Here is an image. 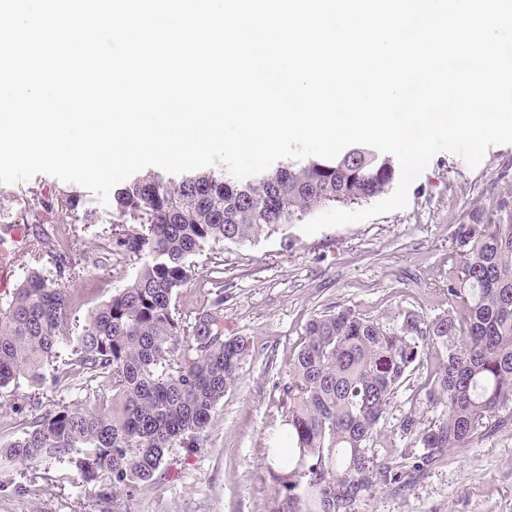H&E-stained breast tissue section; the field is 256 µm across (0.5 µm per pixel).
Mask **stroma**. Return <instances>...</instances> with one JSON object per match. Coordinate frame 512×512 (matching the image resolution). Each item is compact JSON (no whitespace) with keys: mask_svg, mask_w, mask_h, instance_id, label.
<instances>
[{"mask_svg":"<svg viewBox=\"0 0 512 512\" xmlns=\"http://www.w3.org/2000/svg\"><path fill=\"white\" fill-rule=\"evenodd\" d=\"M511 197L512 144L489 148L474 169L441 151L410 186L403 209L313 235L293 224L195 256L197 275L177 292L180 318L193 322L216 289H223L224 334L244 337L250 355L194 448H172L152 482L114 502L100 500L98 484L66 463L22 467L0 461V512H266L271 482L262 450L268 436L283 428L282 388L307 322L336 305L383 322L403 311L427 320L447 312L448 258L457 226L472 213H494ZM83 202L96 223L60 210L46 226L54 242L80 259L67 284L73 338L91 311L129 284L142 264L113 244L112 206L89 192ZM10 233L12 262L0 267V302L26 270L53 272L25 225L11 226ZM442 359V352L428 350L398 390L389 429L372 446L378 458L408 465L418 456L396 427L408 415L425 426L439 416L426 403L425 387ZM97 390V382L69 379L38 392L23 379L0 389V448L21 436L31 396L40 395L47 406L90 407ZM360 512H512V426L449 451L408 487L379 489Z\"/></svg>","mask_w":512,"mask_h":512,"instance_id":"1","label":"stroma"}]
</instances>
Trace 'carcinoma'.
Returning a JSON list of instances; mask_svg holds the SVG:
<instances>
[{"instance_id": "carcinoma-1", "label": "carcinoma", "mask_w": 512, "mask_h": 512, "mask_svg": "<svg viewBox=\"0 0 512 512\" xmlns=\"http://www.w3.org/2000/svg\"><path fill=\"white\" fill-rule=\"evenodd\" d=\"M400 175L393 157L357 145L332 160L244 181L214 172L176 181L147 172L124 183L113 194L112 223L131 228L116 246L146 260L91 313L72 348L63 332L72 258L42 232L37 242L54 274L26 271L0 304V389L21 378L41 385L46 365L64 351L69 374L101 380L100 394L90 410L32 402V420L0 453L21 466L65 460L101 484L100 497H133L171 448L206 429L250 352L244 338L224 337L222 288L194 323L179 318L176 293L195 274L191 257L283 230L321 207L366 202ZM81 205L72 187L45 197L0 195V211L9 209L14 224H44L54 211ZM498 211L496 218L471 215L455 233L448 303L460 310L430 321L405 312L387 325L340 307L308 321L283 388L287 428L264 449L278 461L267 468L268 512H360L376 490L404 487L411 472L449 449L468 448L512 423L499 416L512 404V202ZM430 347L445 357L425 397L443 410L423 429L411 415L400 420L407 446L425 449L408 472L375 457L371 443Z\"/></svg>"}]
</instances>
